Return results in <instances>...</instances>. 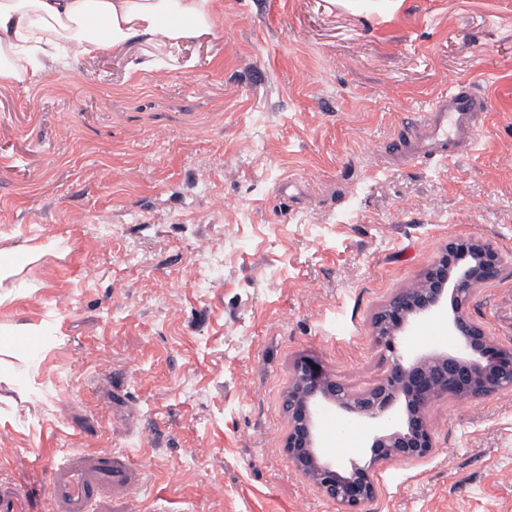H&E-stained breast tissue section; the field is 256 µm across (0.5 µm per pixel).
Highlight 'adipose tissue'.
Returning <instances> with one entry per match:
<instances>
[{
    "instance_id": "obj_1",
    "label": "adipose tissue",
    "mask_w": 512,
    "mask_h": 512,
    "mask_svg": "<svg viewBox=\"0 0 512 512\" xmlns=\"http://www.w3.org/2000/svg\"><path fill=\"white\" fill-rule=\"evenodd\" d=\"M213 0H0V82L38 83L61 51L92 57L137 39L213 34Z\"/></svg>"
}]
</instances>
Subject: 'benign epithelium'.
<instances>
[{"label":"benign epithelium","mask_w":512,"mask_h":512,"mask_svg":"<svg viewBox=\"0 0 512 512\" xmlns=\"http://www.w3.org/2000/svg\"><path fill=\"white\" fill-rule=\"evenodd\" d=\"M475 256L473 266L459 265V257ZM499 255L474 238L448 245L426 271L415 288L400 292L374 318L377 341L390 353V367L384 381L362 396L350 394L338 381L325 377L314 365L297 367L288 389L289 432L285 448L294 465L323 492L343 507L342 512H362L377 494L373 466L385 460L410 461L428 456L434 450L427 408L441 394L479 390V394L512 388V348L497 345L467 315L475 293V282L496 277ZM451 295L452 315L448 320L459 352L411 356L404 353L400 334L410 319L436 310L445 295ZM478 355L483 365L472 359ZM337 408L357 414L367 421L382 422L401 415V429L373 437L370 462L350 463L349 475L323 461L317 449L316 422L312 402L316 395ZM403 410H398L399 400Z\"/></svg>","instance_id":"7a95c632"}]
</instances>
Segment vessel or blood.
<instances>
[{
  "label": "vessel or blood",
  "instance_id": "vessel-or-blood-1",
  "mask_svg": "<svg viewBox=\"0 0 512 512\" xmlns=\"http://www.w3.org/2000/svg\"><path fill=\"white\" fill-rule=\"evenodd\" d=\"M491 100L473 83L452 85L425 102L402 124L403 154L410 159L450 161L476 142L479 116ZM143 467L130 456L107 448L76 450L50 470L46 493L51 512H101L105 500L131 503L142 481ZM0 512H30L25 489L0 480Z\"/></svg>",
  "mask_w": 512,
  "mask_h": 512
}]
</instances>
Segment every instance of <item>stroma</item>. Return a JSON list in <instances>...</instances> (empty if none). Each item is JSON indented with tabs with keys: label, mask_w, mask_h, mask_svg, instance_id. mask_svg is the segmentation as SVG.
<instances>
[{
	"label": "stroma",
	"mask_w": 512,
	"mask_h": 512,
	"mask_svg": "<svg viewBox=\"0 0 512 512\" xmlns=\"http://www.w3.org/2000/svg\"><path fill=\"white\" fill-rule=\"evenodd\" d=\"M214 34L69 59L0 87V251L56 240L0 284V476L48 512L69 450L145 463L104 512H340L291 462L285 396L309 361L353 394L389 359L373 321L448 243L501 258L468 314L512 347V0H216ZM169 73L157 80L159 61ZM477 82L491 112L452 161L383 157L428 97ZM293 190H286L288 182ZM222 197L224 211L212 207ZM112 236L91 248L100 233ZM198 269L196 288H158ZM450 302L402 336L454 352ZM435 449L375 464L365 512H512V390L428 408ZM321 403L324 459L376 433Z\"/></svg>",
	"instance_id": "1"
}]
</instances>
